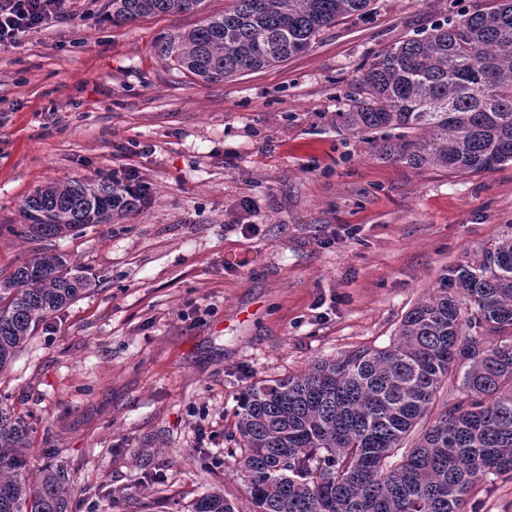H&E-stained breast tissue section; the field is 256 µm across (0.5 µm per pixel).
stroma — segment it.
I'll use <instances>...</instances> for the list:
<instances>
[{
  "instance_id": "obj_1",
  "label": "stroma",
  "mask_w": 512,
  "mask_h": 512,
  "mask_svg": "<svg viewBox=\"0 0 512 512\" xmlns=\"http://www.w3.org/2000/svg\"><path fill=\"white\" fill-rule=\"evenodd\" d=\"M487 3L372 0L307 51L213 83L154 42L228 0L119 25L110 0H67L0 48V279L36 248L9 231L34 189L129 168L151 187L140 214L49 241L92 285L0 372L31 472L63 467L74 512H190L211 489L249 512L227 453L244 389L389 346L451 269L512 234V162L414 170L336 121L376 53ZM465 512H512V480L477 483Z\"/></svg>"
}]
</instances>
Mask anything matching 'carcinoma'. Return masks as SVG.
I'll return each mask as SVG.
<instances>
[{
  "mask_svg": "<svg viewBox=\"0 0 512 512\" xmlns=\"http://www.w3.org/2000/svg\"><path fill=\"white\" fill-rule=\"evenodd\" d=\"M203 0H112V23L197 10ZM224 13L161 36L155 51L202 82L284 62L371 0H230ZM336 119L382 160L483 172L512 162V0H496L378 53ZM118 175L71 178L24 201L26 240L65 237L141 210ZM40 249L0 280V368L33 330L90 288ZM501 336L486 346L484 336ZM458 379L432 424L441 387ZM228 454L251 512H462L478 480L512 475V235L460 265L401 320L393 342L300 377L248 386ZM28 428L0 405V512H71L64 468L28 479ZM192 512H239L220 490Z\"/></svg>",
  "mask_w": 512,
  "mask_h": 512,
  "instance_id": "obj_1",
  "label": "carcinoma"
}]
</instances>
